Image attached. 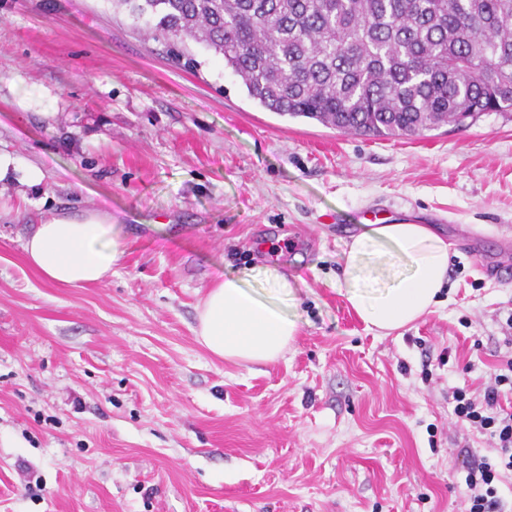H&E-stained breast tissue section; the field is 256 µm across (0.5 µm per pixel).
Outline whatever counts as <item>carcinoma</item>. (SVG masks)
<instances>
[{"label": "carcinoma", "mask_w": 512, "mask_h": 512, "mask_svg": "<svg viewBox=\"0 0 512 512\" xmlns=\"http://www.w3.org/2000/svg\"><path fill=\"white\" fill-rule=\"evenodd\" d=\"M224 57L250 98L345 133L512 112V0H113Z\"/></svg>", "instance_id": "obj_1"}]
</instances>
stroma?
<instances>
[{"instance_id":"35a3bbf8","label":"stroma","mask_w":512,"mask_h":512,"mask_svg":"<svg viewBox=\"0 0 512 512\" xmlns=\"http://www.w3.org/2000/svg\"><path fill=\"white\" fill-rule=\"evenodd\" d=\"M112 0H0V512H466L452 388L512 357V112L366 137L281 116ZM38 168L39 185L24 174ZM122 229L106 280L47 282L51 216ZM451 245L441 302L380 336L340 289L363 215ZM277 264L298 331L270 364L197 340L218 275Z\"/></svg>"}]
</instances>
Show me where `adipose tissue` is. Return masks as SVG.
<instances>
[{"instance_id":"obj_1","label":"adipose tissue","mask_w":512,"mask_h":512,"mask_svg":"<svg viewBox=\"0 0 512 512\" xmlns=\"http://www.w3.org/2000/svg\"><path fill=\"white\" fill-rule=\"evenodd\" d=\"M122 230L110 215H59L37 225L24 243L30 262L50 282L78 286L104 280L122 254ZM450 245L430 227L408 222L370 224L344 251L343 294L367 329L391 332L410 325L437 302L448 279ZM285 290L274 266L216 281L197 309L195 330L214 355L237 364L271 363L297 332L294 315L253 282Z\"/></svg>"}]
</instances>
